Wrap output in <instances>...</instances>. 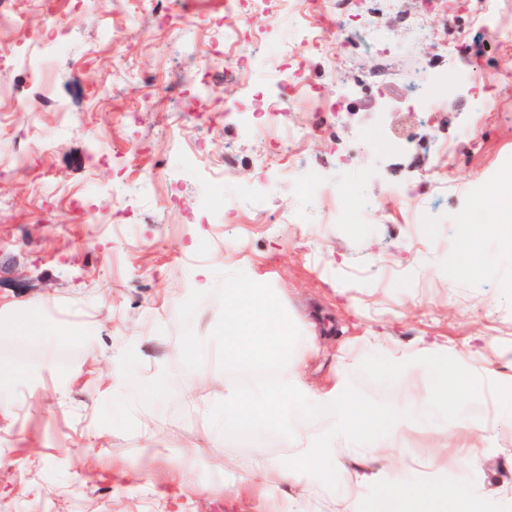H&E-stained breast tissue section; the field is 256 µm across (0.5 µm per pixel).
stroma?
<instances>
[{
    "label": "stroma",
    "instance_id": "1",
    "mask_svg": "<svg viewBox=\"0 0 512 512\" xmlns=\"http://www.w3.org/2000/svg\"><path fill=\"white\" fill-rule=\"evenodd\" d=\"M475 4L377 6L363 24L398 52L380 55L354 33L352 57L305 56L323 94L344 89L353 110L330 121L295 108L311 134L293 152L300 168L319 166L328 185L349 191L328 223L289 224L286 215L320 197L302 199L294 177L278 172L273 195L255 196L261 143L242 115L177 110L201 51L220 48L223 31L175 20L160 29L119 0H7L14 19L0 28V54L33 51L39 79L19 67L12 93L0 94V170L12 172L0 181V317L26 309L79 339L48 346L18 329L0 334V364L16 373L0 408V512H256L224 486L225 464L250 449L201 428L224 402L199 382L201 372H223L220 349L188 367L180 356L186 341L223 326L232 273L277 297L310 350L312 380L342 375L356 398L383 410L405 408L407 393L378 369L369 336H387L391 348L435 338L477 364L486 343L512 349V256L486 239L484 270L473 275L458 249L460 215L496 222L472 195L493 194L491 174L512 158V82L496 79L512 72V46L483 45ZM418 13L422 26L402 24ZM49 17L69 33L67 57L36 44ZM105 27L121 47L102 39ZM437 42L460 46L457 67L481 69L490 95L452 94L436 118L410 116L396 148L364 144L365 129L403 122L376 111L371 87L393 95L417 84ZM477 112L488 120L473 123ZM84 193L78 219L70 201ZM216 194L241 196L248 223H225ZM122 196L140 223L114 221ZM418 211L433 223H413ZM208 265V288L193 291ZM130 362L141 377L169 373L161 400L117 399L112 372Z\"/></svg>",
    "mask_w": 512,
    "mask_h": 512
}]
</instances>
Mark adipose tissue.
I'll use <instances>...</instances> for the list:
<instances>
[{"instance_id": "ef3b65f1", "label": "adipose tissue", "mask_w": 512, "mask_h": 512, "mask_svg": "<svg viewBox=\"0 0 512 512\" xmlns=\"http://www.w3.org/2000/svg\"><path fill=\"white\" fill-rule=\"evenodd\" d=\"M385 350L379 366L403 377L410 406L456 408L455 421L442 417L423 424L422 445L430 453L412 464L401 452L408 422L355 398L343 382L328 388L311 384L307 353L297 347L273 297L259 284L231 277L224 294V364L257 365L272 378L247 387L228 373L201 376L208 389L224 391V409L208 419V429L216 437L235 434L251 442L259 431L277 432L305 451L286 460L255 453L230 471L227 487L254 496L261 512H312L305 499V482L312 478L334 491V512H512V482L488 490L479 480L486 448L512 435V376L475 368L465 355L437 341ZM485 392L498 407L495 415L466 410L467 401ZM297 401L307 403L320 428L301 424L291 410ZM346 456L383 466L363 474L343 466ZM284 485L290 494L278 496Z\"/></svg>"}]
</instances>
